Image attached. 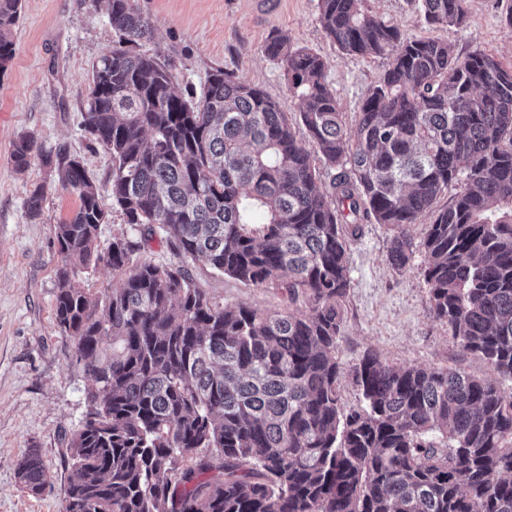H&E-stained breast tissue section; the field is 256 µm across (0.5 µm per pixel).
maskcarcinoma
I'll use <instances>...</instances> for the list:
<instances>
[{"label": "carcinoma", "mask_w": 512, "mask_h": 512, "mask_svg": "<svg viewBox=\"0 0 512 512\" xmlns=\"http://www.w3.org/2000/svg\"><path fill=\"white\" fill-rule=\"evenodd\" d=\"M92 2L119 41L92 65L83 123L130 231L99 251L108 211L82 162L30 134L10 153L19 173L41 157L79 199L55 225V323L77 341L89 406L64 512H512V393L367 353L350 369L363 406L347 413L336 358L359 226H389L403 269L428 215L434 319L512 379V62L409 38L367 0H319L340 51L387 64L348 125L323 57L276 34L264 53L300 102L293 120L222 70L187 100L168 61L136 50L151 26L132 0ZM412 2L430 25L467 18L466 0ZM20 9L0 0V70ZM157 229L179 256L281 289L288 309L216 303L188 267L138 258ZM101 262L120 281L92 297L78 278ZM17 476L48 483L37 450Z\"/></svg>", "instance_id": "carcinoma-1"}]
</instances>
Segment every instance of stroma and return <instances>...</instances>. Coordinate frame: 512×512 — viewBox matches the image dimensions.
<instances>
[{"mask_svg":"<svg viewBox=\"0 0 512 512\" xmlns=\"http://www.w3.org/2000/svg\"><path fill=\"white\" fill-rule=\"evenodd\" d=\"M152 26L145 49L169 59L175 88L200 97L217 69L260 87L295 114L282 66L263 47L279 32L312 49L327 62V77L343 112L354 117L362 91L382 73L383 59L339 51L318 22V0H133ZM468 17L458 28L428 25L411 0H367L375 15L409 37L452 41L457 50L484 51L512 61V25L505 16L512 0H468ZM16 52L0 72V512H64L70 436L86 412L87 379L75 364L77 343L54 320L56 272L61 257L54 227L78 207L75 194L33 162L18 174L10 162L13 143L33 135L44 150L65 149L79 157L109 208L98 243L107 249L129 229L110 196L112 159L86 131L83 105L93 63L115 43L107 16L92 0H22L13 32ZM42 188V213L31 219L27 200ZM392 232L367 224L349 252L350 288L346 323L336 356L351 368L364 353L397 366L456 369L497 380L512 393V380L498 378L481 357L452 339L431 312L424 279L425 257L415 253L404 270L387 254ZM198 287L213 301L265 312L283 310L280 289L245 285L212 273L204 259L190 261ZM38 449L51 480L40 492L23 487L18 461Z\"/></svg>","mask_w":512,"mask_h":512,"instance_id":"35a3bbf8","label":"stroma"}]
</instances>
